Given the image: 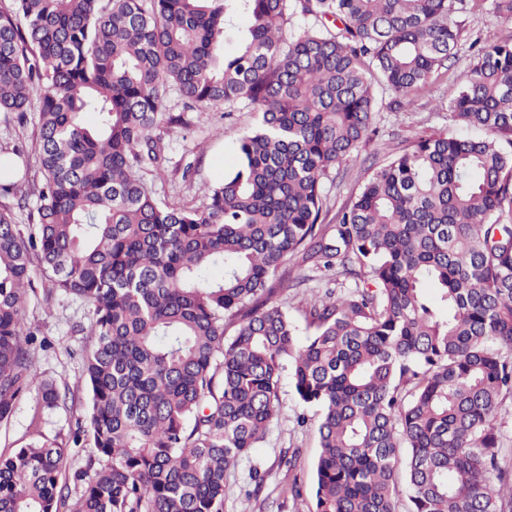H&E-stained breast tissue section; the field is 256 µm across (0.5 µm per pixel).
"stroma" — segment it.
I'll return each mask as SVG.
<instances>
[{
  "instance_id": "1",
  "label": "stroma",
  "mask_w": 512,
  "mask_h": 512,
  "mask_svg": "<svg viewBox=\"0 0 512 512\" xmlns=\"http://www.w3.org/2000/svg\"><path fill=\"white\" fill-rule=\"evenodd\" d=\"M456 19L461 26L460 40L447 75L434 80L407 111L393 112L386 104H379L368 138L341 163L337 178L325 179L324 223H335L338 213L351 205L369 175V165L384 164L416 134L455 131L448 103L460 87V75L468 70L475 48L512 36V23L486 7L466 8L457 13ZM190 119L189 128L174 130L163 138V174L158 177L149 174L145 180L158 198H180L190 206L200 207L206 202L207 188L222 182L234 167L238 140L255 126L257 114L248 109L229 115L195 111ZM13 147L19 148L27 160L29 176H37L36 113H28L21 124L0 121V151ZM291 268L293 274L304 275L306 282L303 287L279 293L277 302L298 322L309 290L335 287L336 277L321 272L312 260L294 259ZM90 315L89 307L81 301L65 296L48 301L39 290L29 294L26 316L37 330L31 344L37 373L40 379L53 382L57 388H69L75 394V401L47 409L38 402L34 391L25 392L8 421L0 423V456L27 447L43 435L72 442L67 472L84 467L91 446L88 439L78 436L88 401L80 376L89 341L76 327L87 323ZM301 412L312 420L318 417L316 409L301 410L290 383H283L279 413L264 441L227 475L228 483L236 487L237 493L226 499L224 512H296L291 483L297 478L304 485H311L319 452L314 431L296 423ZM292 452L299 455V471L294 475L280 464L283 456ZM256 469L265 474L264 486L259 497L249 499L244 491L251 488V473Z\"/></svg>"
}]
</instances>
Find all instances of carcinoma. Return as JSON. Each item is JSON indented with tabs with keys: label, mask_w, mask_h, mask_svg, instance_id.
<instances>
[{
	"label": "carcinoma",
	"mask_w": 512,
	"mask_h": 512,
	"mask_svg": "<svg viewBox=\"0 0 512 512\" xmlns=\"http://www.w3.org/2000/svg\"><path fill=\"white\" fill-rule=\"evenodd\" d=\"M490 4L512 22V0ZM457 0H11L0 114L38 113L32 225L0 208V422L38 378L35 277L92 313L81 381L92 451L0 456V512H224L226 473L264 440L284 378L321 409L304 512H512L500 457L512 392V37L478 51L448 109L475 129L419 135L372 171L336 224L322 182L367 136L375 88L410 107L448 70ZM248 18L239 26L238 19ZM307 21L284 36L293 17ZM174 83L187 100L169 112ZM258 126L202 208L139 175L186 111ZM99 115L96 128L84 121ZM350 281L301 329L275 302L298 255ZM235 326L224 335V323Z\"/></svg>",
	"instance_id": "carcinoma-1"
}]
</instances>
